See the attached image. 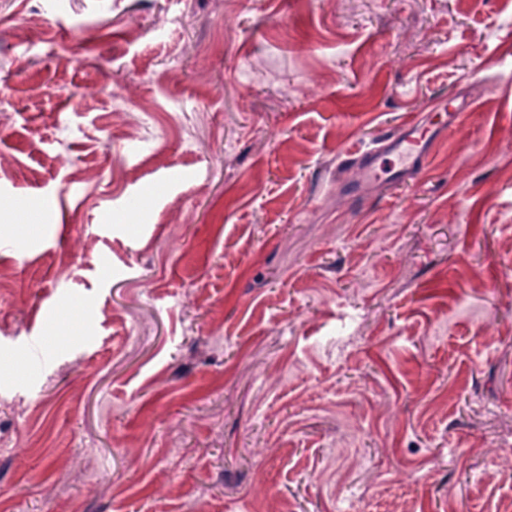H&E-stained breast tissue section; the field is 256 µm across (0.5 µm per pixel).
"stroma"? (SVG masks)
Listing matches in <instances>:
<instances>
[{
    "label": "stroma",
    "mask_w": 512,
    "mask_h": 512,
    "mask_svg": "<svg viewBox=\"0 0 512 512\" xmlns=\"http://www.w3.org/2000/svg\"><path fill=\"white\" fill-rule=\"evenodd\" d=\"M509 451L512 0H0V512H502ZM428 132L427 123L411 120L398 132L384 136L372 146L349 153L347 160L357 165L360 180L377 179L381 171L396 182L405 173L418 168Z\"/></svg>",
    "instance_id": "1"
}]
</instances>
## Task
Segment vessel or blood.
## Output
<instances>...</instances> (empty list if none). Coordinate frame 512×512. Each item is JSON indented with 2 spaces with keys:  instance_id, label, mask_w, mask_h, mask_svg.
<instances>
[{
  "instance_id": "vessel-or-blood-1",
  "label": "vessel or blood",
  "mask_w": 512,
  "mask_h": 512,
  "mask_svg": "<svg viewBox=\"0 0 512 512\" xmlns=\"http://www.w3.org/2000/svg\"><path fill=\"white\" fill-rule=\"evenodd\" d=\"M428 131L427 124L409 121L398 132L352 152L350 159L357 165L361 179L371 181L385 173L391 181H398L405 173L418 168Z\"/></svg>"
}]
</instances>
